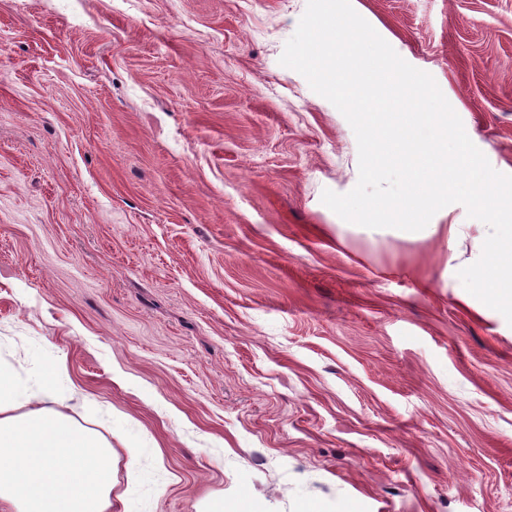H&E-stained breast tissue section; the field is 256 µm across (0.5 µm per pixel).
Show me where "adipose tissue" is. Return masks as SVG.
I'll list each match as a JSON object with an SVG mask.
<instances>
[{
  "instance_id": "1",
  "label": "adipose tissue",
  "mask_w": 512,
  "mask_h": 512,
  "mask_svg": "<svg viewBox=\"0 0 512 512\" xmlns=\"http://www.w3.org/2000/svg\"><path fill=\"white\" fill-rule=\"evenodd\" d=\"M21 401L28 411L12 414ZM64 402L53 387L0 386V512H109L112 445L65 417Z\"/></svg>"
}]
</instances>
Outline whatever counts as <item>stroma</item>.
Listing matches in <instances>:
<instances>
[{"mask_svg": "<svg viewBox=\"0 0 512 512\" xmlns=\"http://www.w3.org/2000/svg\"><path fill=\"white\" fill-rule=\"evenodd\" d=\"M353 7L512 174V0ZM305 8L0 0V382L111 442L112 512H512V325L457 276L489 228L322 203L358 150L279 63Z\"/></svg>", "mask_w": 512, "mask_h": 512, "instance_id": "1", "label": "stroma"}]
</instances>
